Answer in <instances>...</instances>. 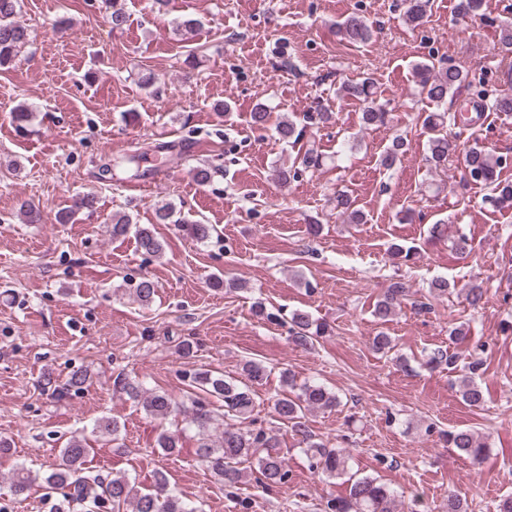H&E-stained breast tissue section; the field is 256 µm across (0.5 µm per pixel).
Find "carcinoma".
I'll list each match as a JSON object with an SVG mask.
<instances>
[{"mask_svg":"<svg viewBox=\"0 0 512 512\" xmlns=\"http://www.w3.org/2000/svg\"><path fill=\"white\" fill-rule=\"evenodd\" d=\"M406 20L417 27L425 22L428 0H405ZM108 10L107 19L111 28L121 30L128 22L125 10L115 0H103ZM484 0H459L458 10L465 17L483 16ZM20 0H0V68L13 64L22 47L31 40L30 30L15 20ZM342 39L350 44L366 43L371 39L372 27L366 20L349 16L336 24ZM500 56L512 57V23L501 24L499 40ZM414 73L418 78L420 100L428 101L438 107L434 112L426 113L423 127L428 134V154L426 163L441 169L448 163V156L454 152L461 154L465 168L466 182L485 186L494 192L492 200L499 209L512 208V182L498 178V171L506 164L503 157H494L480 148H459L455 132L456 115L448 110H439L447 102L448 96L454 94L469 77L465 68L450 65L444 66L432 59L416 64ZM337 97L353 99L362 108V119L368 126L383 124L389 115L387 104L380 101L373 91V83L368 78L360 81L346 82L339 88ZM474 110L483 112L491 109L495 112H512V93L501 91L490 101L479 91L471 97ZM12 122L20 132H25L33 118V112L26 104L16 106L11 115ZM276 132L280 140L286 143L299 141L306 133V126L291 119L282 118L276 124ZM405 148L404 138L394 137L391 145L382 156V165L391 169L400 161ZM317 169L322 166V156L313 150H307L299 158L298 165L279 167L276 177L282 183L297 178L298 167ZM336 218L346 224L363 223L364 215L354 208V202L343 193L335 197ZM156 222L159 224H177L192 239L206 242L216 233L211 224L199 221H186L174 218V212L168 205L156 210ZM132 219L127 214L112 215V236L126 235L131 227ZM136 241L140 250L151 256H159L163 252V244L154 231L147 227L136 230ZM157 285L154 280L142 276L132 285L130 291L137 300L146 305L156 294ZM411 303L419 311L428 309V303L421 300H410V287L406 282L397 280L391 283L373 307V316L384 325L401 310L406 303ZM288 333L296 346L308 349L314 342L327 332V324L314 318L306 311L294 310L289 313ZM459 357L447 351L438 350L428 360V365L437 367L446 365L457 368ZM483 361L473 358L463 365L465 374L461 376L462 399L471 406L479 407L483 403V393L475 381V376L482 369ZM248 382L226 379L222 373L197 370L190 374L192 387L199 393L191 399L190 406L183 409L175 406L169 396L161 391L149 390L142 383L126 378L117 380L119 389L130 399L141 404L144 411L152 416L166 418L175 412L184 415L185 423L197 430L200 437L199 457L206 467L214 474L216 480L226 487L235 488L243 483L246 472L259 474L257 482L269 488L283 484L288 479V471L279 454L272 452L278 447L279 441L274 430L262 426L249 428L245 423H255L253 413L256 408L251 386L259 384L266 376L264 366L247 362L243 365ZM284 382L297 388L293 394H277L270 398L271 411L274 417L288 423L291 431L300 437L305 445L312 468L321 471L329 478L348 476L349 493L345 497L329 499L326 512H396V496L386 485L371 476L348 474V458L336 448H328L317 442L307 425V412L314 409H332L340 405L337 395L314 382H305L295 386L291 373H283ZM89 381L87 371H72L65 382L54 386L59 395L71 389L81 390ZM223 402V412L215 413L213 400ZM96 432L114 441L118 440L120 426L116 418L102 417L95 423ZM448 445L458 449L474 460L482 459L487 453L486 442L478 439L473 433L465 430L446 433ZM266 449L261 453L260 449ZM91 448L79 438L72 439L67 447L61 449L58 459L49 471L34 473L24 466L14 469L9 490L13 498H21L29 494L35 486L43 487L60 497L52 504L54 512H71L79 505L86 512H98L109 504L112 512H199V508L191 501L168 489L167 479L160 476L155 481L151 492L141 491L136 482L121 473L103 475L86 466ZM255 467L246 469V465Z\"/></svg>","mask_w":512,"mask_h":512,"instance_id":"carcinoma-1","label":"carcinoma"}]
</instances>
